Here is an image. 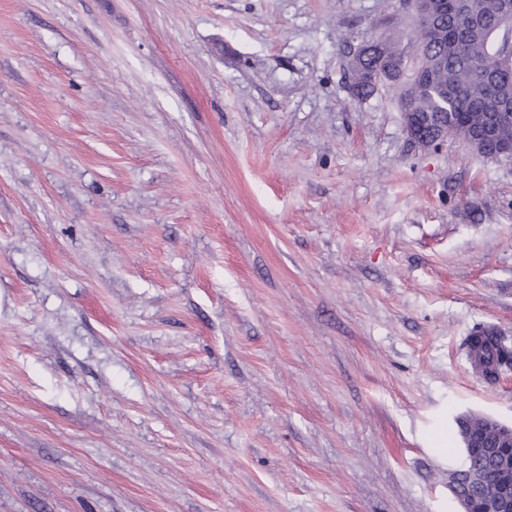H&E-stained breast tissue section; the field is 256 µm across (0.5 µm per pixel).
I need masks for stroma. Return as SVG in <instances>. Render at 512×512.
<instances>
[{
	"instance_id": "35a3bbf8",
	"label": "stroma",
	"mask_w": 512,
	"mask_h": 512,
	"mask_svg": "<svg viewBox=\"0 0 512 512\" xmlns=\"http://www.w3.org/2000/svg\"><path fill=\"white\" fill-rule=\"evenodd\" d=\"M407 12L0 0V512H458L512 157L352 94Z\"/></svg>"
}]
</instances>
